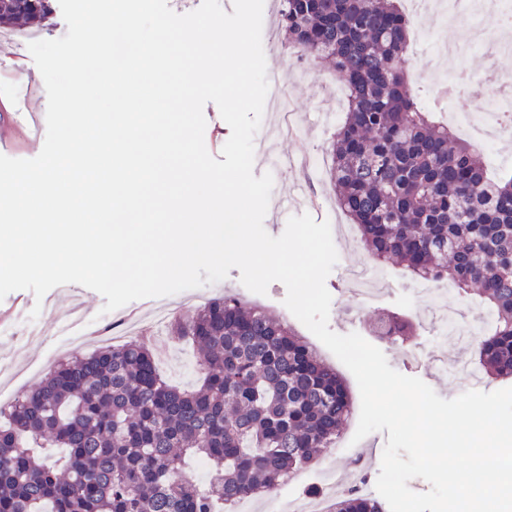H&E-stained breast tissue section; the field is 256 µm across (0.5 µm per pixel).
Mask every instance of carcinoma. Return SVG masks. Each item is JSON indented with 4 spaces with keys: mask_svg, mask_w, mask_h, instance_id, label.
<instances>
[{
    "mask_svg": "<svg viewBox=\"0 0 512 512\" xmlns=\"http://www.w3.org/2000/svg\"><path fill=\"white\" fill-rule=\"evenodd\" d=\"M410 20L398 0H283L279 36L326 61L349 91L329 184L376 262L478 292L491 332L475 343L486 375L512 378V177L422 110L408 80ZM395 342L414 323L381 310ZM199 350L201 386L178 389L134 338L56 366L0 408V512H218L269 495L336 438L353 409L336 369L287 323L224 296L171 324ZM62 448L61 464L37 446ZM211 466L209 487L183 475ZM331 512H384L355 487Z\"/></svg>",
    "mask_w": 512,
    "mask_h": 512,
    "instance_id": "1",
    "label": "carcinoma"
}]
</instances>
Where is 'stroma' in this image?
<instances>
[{
	"instance_id": "1",
	"label": "stroma",
	"mask_w": 512,
	"mask_h": 512,
	"mask_svg": "<svg viewBox=\"0 0 512 512\" xmlns=\"http://www.w3.org/2000/svg\"><path fill=\"white\" fill-rule=\"evenodd\" d=\"M412 38L410 54H417L424 47L439 45L449 37L465 46L466 51L457 61L458 66L484 68L487 64L485 51L472 48L471 26L460 23L442 31L436 27L424 28L419 18L411 20ZM266 63L282 70L285 81L282 96L288 112L294 113L298 131L285 135L278 143L283 153L305 159L311 153L327 156L336 125L343 117V97L336 94V78L320 59L301 57L284 47L266 52ZM307 70L304 78H294L295 70ZM309 181L313 197L307 209L316 221L330 224L345 223L342 211L329 203L332 190L328 182L327 168L310 171ZM339 260L326 279V286L332 295L329 328L338 334L359 333L365 339H372V321L375 308L361 307L360 301L349 290L346 270L366 264L368 258L363 250H353L343 241H336ZM389 280L385 285L377 308L398 312L409 317L416 325L415 336L406 342H379V349L396 371L407 376L420 378L440 397L452 399L470 390V380L459 375L448 378L436 373L435 365L452 362L464 357L474 359V351H459L456 344H440L433 338L428 320L416 307V297L426 283L417 280L398 266L385 268ZM232 293L245 302L266 307L279 319L293 321V314L284 306L286 288L282 283H271L267 295H258L247 290L240 282L239 269H231L224 280L174 294L176 313L184 317L192 314L210 299L224 293ZM81 302L85 318H97L105 304L97 292L86 291L83 298H76L70 288L56 287L50 290L43 301H36L28 290L15 291L0 300V364L12 366L6 375L7 389L31 390L36 388L47 374L58 364L91 352L93 342L72 347L63 331L74 302ZM40 307V314H33V307ZM197 351L190 343L180 342L177 362L159 359L162 373L171 383L182 387L200 386L203 374L197 364ZM358 426L357 418H350L341 432V439L331 452L319 462L301 472L294 480L282 485L274 496H260L255 500L257 512H294L295 508L320 497H334L326 480L327 470L342 473L358 472L368 485H375L381 465L383 449L388 440L387 432H374L361 441L353 436Z\"/></svg>"
}]
</instances>
